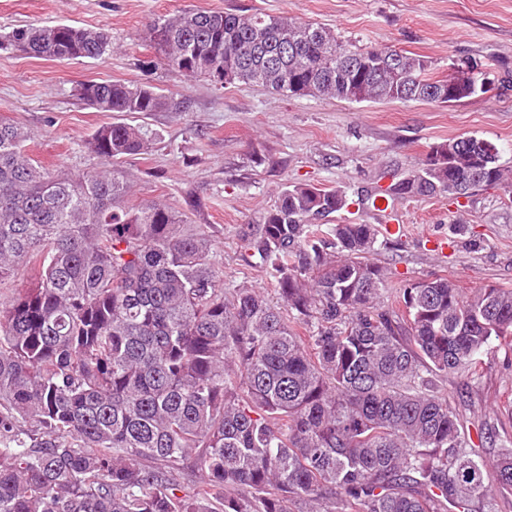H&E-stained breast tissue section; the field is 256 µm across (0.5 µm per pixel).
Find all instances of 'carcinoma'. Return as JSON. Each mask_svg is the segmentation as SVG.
I'll return each instance as SVG.
<instances>
[{
    "label": "carcinoma",
    "mask_w": 512,
    "mask_h": 512,
    "mask_svg": "<svg viewBox=\"0 0 512 512\" xmlns=\"http://www.w3.org/2000/svg\"><path fill=\"white\" fill-rule=\"evenodd\" d=\"M146 30L190 78L246 65L245 84L349 103L451 105L484 90L476 63L450 96L421 56L284 16L178 11ZM3 40L46 60L112 51L104 31L70 24ZM386 53L398 67L355 84ZM77 96L99 112L188 108L120 81L82 83ZM27 138L0 120V282L32 271L0 307V512H497L512 448L488 466L439 383L479 381L490 343L512 346L511 288L467 294L442 276L388 288L368 259L376 226L318 223L349 200L304 183L240 227L278 300L226 288L211 225L159 201L121 205L115 165L149 149L144 126L100 127L101 167L76 177L46 170ZM465 141L462 194L512 186L482 139L459 136L358 203L448 197V148Z\"/></svg>",
    "instance_id": "1"
}]
</instances>
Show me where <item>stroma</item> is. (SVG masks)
Instances as JSON below:
<instances>
[{
  "mask_svg": "<svg viewBox=\"0 0 512 512\" xmlns=\"http://www.w3.org/2000/svg\"><path fill=\"white\" fill-rule=\"evenodd\" d=\"M179 10L261 12L315 23L360 45L389 46L425 57L429 73L447 77L464 60L481 62L486 90L464 102L348 103L291 97L257 85L217 88L161 65L145 35L148 20ZM71 24L112 38L101 59L53 61L0 50V119L28 133L27 150L53 172L79 175L97 160L88 142L100 126L126 121L99 112L75 95L79 83L121 81L185 96V112H154L143 124L151 148L119 166L131 207L166 202L189 223L215 230L225 286L270 281L249 262L239 240L244 224L261 223L281 189L307 183L344 190L338 224H373L361 194L389 176L416 169L434 143L473 135L495 143L512 170V0H0V35L26 25ZM414 233L378 248L371 261L400 287L434 275L464 291L512 288V195L483 187L456 200L414 197L398 205ZM479 383L448 376L440 390L466 421L484 457L499 444L481 443L489 426L512 435V350L492 343Z\"/></svg>",
  "mask_w": 512,
  "mask_h": 512,
  "instance_id": "35a3bbf8",
  "label": "stroma"
}]
</instances>
